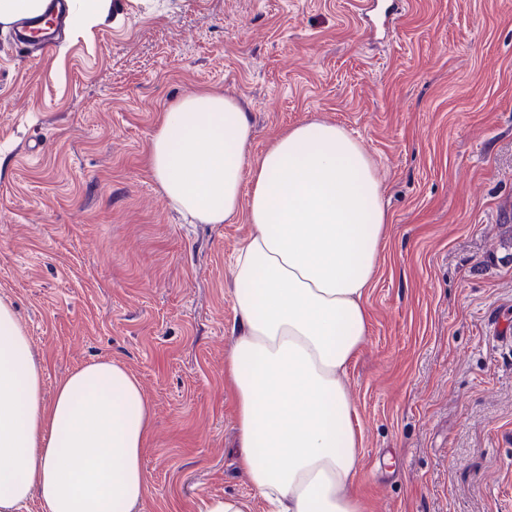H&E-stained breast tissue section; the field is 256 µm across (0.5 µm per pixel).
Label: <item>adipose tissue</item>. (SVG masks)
I'll return each instance as SVG.
<instances>
[{
	"instance_id": "1",
	"label": "adipose tissue",
	"mask_w": 512,
	"mask_h": 512,
	"mask_svg": "<svg viewBox=\"0 0 512 512\" xmlns=\"http://www.w3.org/2000/svg\"><path fill=\"white\" fill-rule=\"evenodd\" d=\"M236 98L186 93L149 149L165 197L197 224L245 217L230 264L238 324L224 372L239 462L270 512H362L361 437L343 384L369 329L389 218L376 164L337 125L306 121L249 158ZM152 409L121 363L75 369L52 397L14 308L0 301V512H142Z\"/></svg>"
}]
</instances>
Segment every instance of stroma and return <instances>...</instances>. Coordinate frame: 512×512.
Masks as SVG:
<instances>
[{
	"instance_id": "stroma-1",
	"label": "stroma",
	"mask_w": 512,
	"mask_h": 512,
	"mask_svg": "<svg viewBox=\"0 0 512 512\" xmlns=\"http://www.w3.org/2000/svg\"><path fill=\"white\" fill-rule=\"evenodd\" d=\"M50 50L0 26V300L52 396L98 359L153 411L144 512L255 498L224 357L250 226L189 224L149 144L191 90L238 99L251 157L308 120L374 159L390 216L369 333L344 377L365 512H512V0H409L387 36L359 0H157Z\"/></svg>"
}]
</instances>
